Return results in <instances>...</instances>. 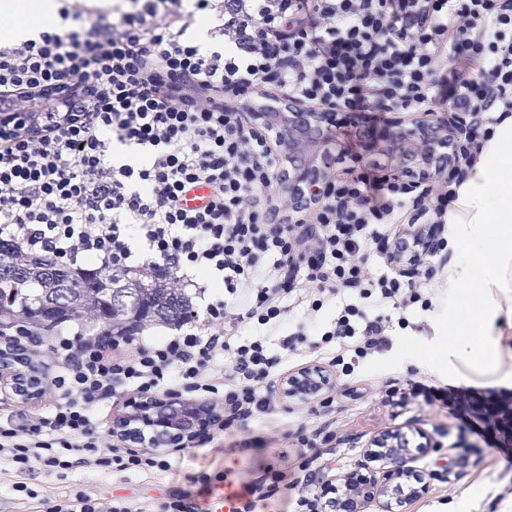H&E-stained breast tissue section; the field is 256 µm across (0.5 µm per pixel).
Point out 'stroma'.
<instances>
[{
	"label": "stroma",
	"instance_id": "1",
	"mask_svg": "<svg viewBox=\"0 0 512 512\" xmlns=\"http://www.w3.org/2000/svg\"><path fill=\"white\" fill-rule=\"evenodd\" d=\"M439 310H414L409 327H394L390 347L356 363L352 374L330 366L327 358L300 349L284 367L293 372L308 364L330 367L336 378L331 400L277 404L272 413L261 414L231 434L216 439L200 438L188 447L168 452L169 471L153 475L116 468H76L63 474L35 469L27 479L38 497L61 499L82 490L106 502L114 498L138 507L179 496L187 505L203 502L218 493V475L232 469L239 484L259 477L263 469L296 467L308 460L315 478L346 470L358 460L363 446L375 434L403 428L409 447L419 442L418 430L438 441V450L418 454L416 470L428 484L427 492L412 503L408 512H457L468 502V512H503L512 502V469L491 456L461 458V443L473 436L461 435L458 421L443 408L402 396L411 379L431 378L448 382L447 372L430 368L421 360L399 363L402 353L423 351L435 339ZM305 428L314 447L297 455L296 431Z\"/></svg>",
	"mask_w": 512,
	"mask_h": 512
}]
</instances>
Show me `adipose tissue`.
<instances>
[{"instance_id": "obj_1", "label": "adipose tissue", "mask_w": 512, "mask_h": 512, "mask_svg": "<svg viewBox=\"0 0 512 512\" xmlns=\"http://www.w3.org/2000/svg\"><path fill=\"white\" fill-rule=\"evenodd\" d=\"M448 244L455 259L441 274L448 306L432 364L463 380L512 384V117L488 127L448 212Z\"/></svg>"}]
</instances>
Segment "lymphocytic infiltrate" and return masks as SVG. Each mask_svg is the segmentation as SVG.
<instances>
[{
    "mask_svg": "<svg viewBox=\"0 0 512 512\" xmlns=\"http://www.w3.org/2000/svg\"><path fill=\"white\" fill-rule=\"evenodd\" d=\"M63 2L60 17L76 30L44 22L37 38L0 43V98L20 124L0 137V240L73 269L154 264L179 287L198 286L205 306L176 334L135 348L124 336L65 332L45 348L23 325L0 336V354L24 346L38 364L50 350L42 384L59 397L23 429L0 422V463L21 474L167 467L105 444L93 412L113 387L145 395L181 385L223 406L229 429L272 409L264 386L283 359L266 336L286 325L290 303L313 323L325 300L346 296L320 341L357 360L389 348L386 308H432L423 283L370 272L363 256L398 248V227L443 223L460 171L419 194L380 164L351 167L293 217L278 189L282 148L245 113L278 97L351 114L457 112L472 135L455 154L472 167L484 114L512 112V0H116L96 11ZM202 23L216 45L208 53L191 38ZM114 140L141 158L112 163ZM243 323L259 334L238 339ZM410 386L512 463L511 410L475 388ZM300 482L295 470L267 471L228 498V512H258L296 488L293 508L315 512Z\"/></svg>",
    "mask_w": 512,
    "mask_h": 512,
    "instance_id": "lymphocytic-infiltrate-1",
    "label": "lymphocytic infiltrate"
}]
</instances>
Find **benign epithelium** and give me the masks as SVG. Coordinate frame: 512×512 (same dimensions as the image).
<instances>
[{
  "mask_svg": "<svg viewBox=\"0 0 512 512\" xmlns=\"http://www.w3.org/2000/svg\"><path fill=\"white\" fill-rule=\"evenodd\" d=\"M285 106L286 112H251L248 119L255 126L277 129L280 141L288 148L284 194L288 207L299 210L320 195L335 140L337 113L313 110L293 101ZM465 133L463 122L451 115L439 122L424 116L408 123L393 119L376 133L374 146L394 159L390 176L400 180L405 174L413 175L415 179L408 186L417 189L433 167L448 165L442 144H454ZM440 233L441 225H428L419 239L417 254L425 257L435 252ZM0 383L10 386L23 401L41 393L37 371L23 368L19 356L0 357ZM276 389L286 404L309 403L331 397L336 382L323 367L309 365L282 375ZM223 420L222 408L167 393L134 402L112 421V438L130 448H184L206 424ZM412 460L402 429L374 436L353 467L325 476L317 494L321 512H406V507L427 490L426 482L412 481Z\"/></svg>",
  "mask_w": 512,
  "mask_h": 512,
  "instance_id": "7a95c632",
  "label": "benign epithelium"
}]
</instances>
